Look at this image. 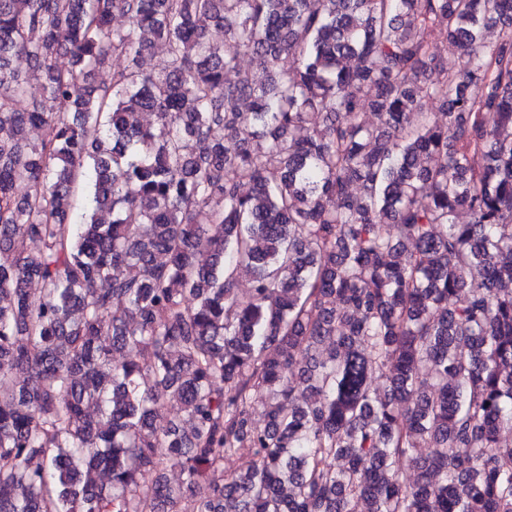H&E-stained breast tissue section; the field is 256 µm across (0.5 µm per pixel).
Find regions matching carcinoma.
<instances>
[{
    "instance_id": "cac0c4a2",
    "label": "carcinoma",
    "mask_w": 512,
    "mask_h": 512,
    "mask_svg": "<svg viewBox=\"0 0 512 512\" xmlns=\"http://www.w3.org/2000/svg\"><path fill=\"white\" fill-rule=\"evenodd\" d=\"M505 431L512 0H0V512H512Z\"/></svg>"
}]
</instances>
